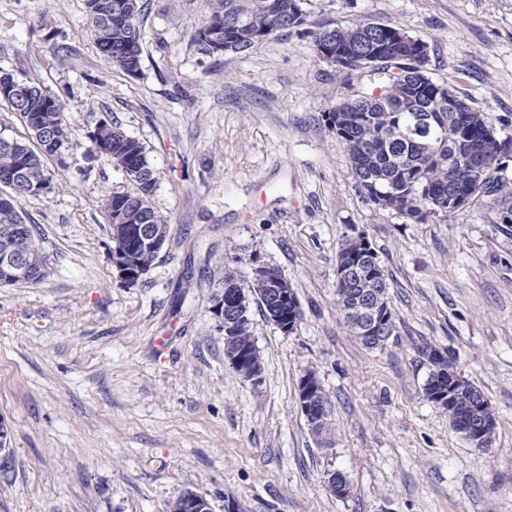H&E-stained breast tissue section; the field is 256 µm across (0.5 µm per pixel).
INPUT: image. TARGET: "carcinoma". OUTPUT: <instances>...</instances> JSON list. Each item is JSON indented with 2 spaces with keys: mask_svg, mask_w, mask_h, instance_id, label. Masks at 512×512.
Wrapping results in <instances>:
<instances>
[{
  "mask_svg": "<svg viewBox=\"0 0 512 512\" xmlns=\"http://www.w3.org/2000/svg\"><path fill=\"white\" fill-rule=\"evenodd\" d=\"M208 10L197 29L195 43L199 53L213 56L207 41L211 27L226 25L241 19V26L230 31L232 51L246 52L277 32L292 29L287 20L301 10L302 0H207ZM93 36L102 56L114 67L129 72L125 45L137 47L143 54V33L140 17L144 10L141 0H86ZM364 22L335 29L333 39L339 49H347L363 38ZM406 54L404 45L389 42L379 53L378 65L366 69L369 86L365 92L379 88L380 98L393 101L390 106L375 105L368 112L335 113V133L344 144L351 163L355 188L367 201L380 208L398 212L416 223L425 224L446 220L448 188L472 190V197H485L502 207V213L512 215V187L503 177V171L494 168V160L502 151L509 150V141L491 136L495 129L482 112H476L464 101H459L455 111H432L428 116V134L414 132L415 117L425 104L421 90L410 92L401 83L396 70L405 69L400 59ZM16 97L3 99L16 112L27 127L38 126L49 132L51 148L0 137V183L9 182L8 196L0 195V229L21 224L22 236L13 239L10 246L18 251L32 244H39L35 225L25 223L20 210L22 201L37 196L31 180L54 182V174L45 164L46 157H53L59 169L68 167L66 151L69 150V130L63 118L61 100L40 87L17 82ZM89 138L99 155L120 170L130 166L142 169V177L131 179V191H111L104 195L102 206L107 216L108 228H114L117 210L126 208L133 215L152 224L164 220L155 210L152 199L157 178L143 145L126 135L112 122H96ZM350 253L359 263L360 277L348 283L336 284V305L345 327L356 337H361L359 323L350 315L355 304L359 284L373 280H388L376 252L371 245L351 240ZM263 284L256 283L246 291L242 300L241 319L227 335L239 346L252 343L249 311L251 304L258 305L265 317H270L260 292ZM456 369L453 360L442 368L429 367L423 391H434L438 379L447 371ZM481 389L464 381L459 385L456 398L448 405V422L454 425L457 418L466 414L473 396Z\"/></svg>",
  "mask_w": 512,
  "mask_h": 512,
  "instance_id": "1",
  "label": "carcinoma"
}]
</instances>
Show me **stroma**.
Masks as SVG:
<instances>
[{"mask_svg": "<svg viewBox=\"0 0 512 512\" xmlns=\"http://www.w3.org/2000/svg\"><path fill=\"white\" fill-rule=\"evenodd\" d=\"M138 75L99 53L86 0H0V69L59 97L68 167L24 201L47 279L0 288V417L11 429L0 512H164L181 491L214 512H512V224L473 200L418 224L366 201L325 120L362 82L318 57L327 28L395 25L427 71L512 140V0H303L304 21L247 53L198 54L205 0H145ZM112 120L145 147L168 239L129 285L102 198L129 190L92 150ZM365 234L389 281L396 334L365 348L336 307V254ZM278 268L291 334L250 310L260 383L224 357L211 311L225 271ZM448 352L497 418L484 451L429 402L424 346ZM320 379L331 425L297 405ZM350 493L331 494L328 471Z\"/></svg>", "mask_w": 512, "mask_h": 512, "instance_id": "obj_1", "label": "stroma"}]
</instances>
